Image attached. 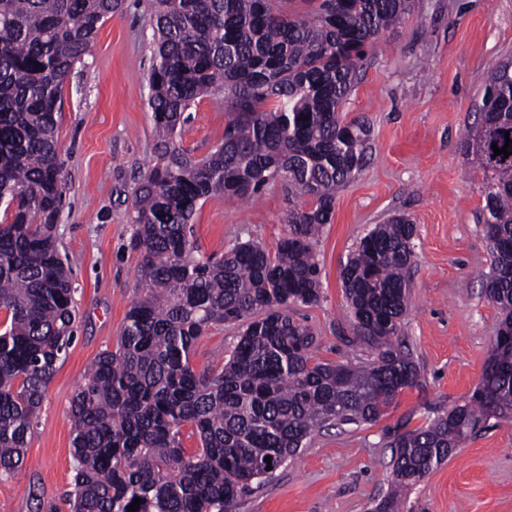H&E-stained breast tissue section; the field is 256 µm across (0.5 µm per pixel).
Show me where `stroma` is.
<instances>
[{
    "label": "stroma",
    "instance_id": "obj_1",
    "mask_svg": "<svg viewBox=\"0 0 512 512\" xmlns=\"http://www.w3.org/2000/svg\"><path fill=\"white\" fill-rule=\"evenodd\" d=\"M153 27L145 0H123L99 29L93 55L74 66L63 88L56 136L64 205L56 244L71 272L76 331L37 411L22 467L0 476V512H70L71 400L89 365L115 349L143 292L128 215L133 190L155 161L148 105ZM510 57L512 0H414L402 23L367 49L343 116L370 125L372 149L313 244L318 301L288 313L313 332L315 360L370 362V347L348 343L353 318L341 272L374 225L406 215L415 226V258L399 342L421 379L376 422L316 433L234 512H373L392 479L388 434L421 427L477 387L501 311L483 288L490 267L484 181L467 143L484 78ZM189 114L178 142L200 157L222 142L226 107L207 97ZM298 204L282 180L251 204L214 197L198 206L191 238L202 257L222 258L248 240L272 250L288 232L285 213ZM238 332L228 324L210 328L193 349L192 366L221 369ZM401 510L512 512V422L488 419L407 488Z\"/></svg>",
    "mask_w": 512,
    "mask_h": 512
}]
</instances>
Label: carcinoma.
Segmentation results:
<instances>
[{
  "mask_svg": "<svg viewBox=\"0 0 512 512\" xmlns=\"http://www.w3.org/2000/svg\"><path fill=\"white\" fill-rule=\"evenodd\" d=\"M150 0L155 63L149 75L156 162L133 191L130 249L144 295L114 351L99 355L71 401V512H232L255 483L329 425L372 423L417 365L395 343L406 311L415 226L375 225L342 270L366 365L314 359L310 328L288 305L319 298L313 242L336 192L366 163L369 128L339 121L358 61L413 0ZM121 0H0V474L25 458L32 419L75 334L70 271L54 231L63 206L55 136L62 88L92 54ZM218 95L224 139L195 158L176 145L184 113ZM512 62L485 81L472 149L484 174L487 297L501 312L478 387L463 404L388 436L393 479L377 512L448 459L489 417L512 418ZM284 178L303 205L270 251L246 241L219 260L196 256L197 206L215 196L249 202ZM241 326L219 371H196V341ZM200 446L188 453L181 431ZM271 462H265V457Z\"/></svg>",
  "mask_w": 512,
  "mask_h": 512,
  "instance_id": "carcinoma-1",
  "label": "carcinoma"
}]
</instances>
